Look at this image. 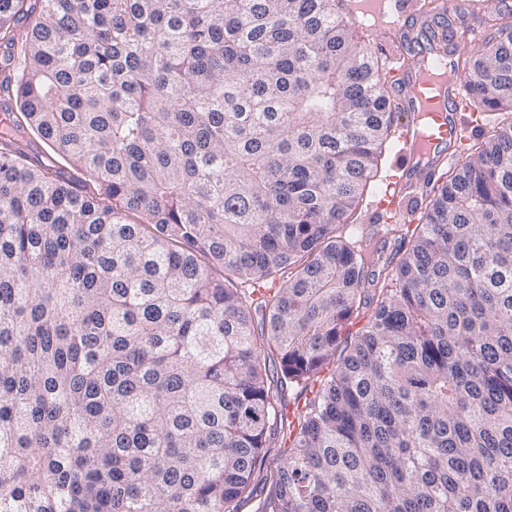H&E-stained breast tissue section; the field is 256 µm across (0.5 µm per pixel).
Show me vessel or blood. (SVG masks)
Here are the masks:
<instances>
[{
  "mask_svg": "<svg viewBox=\"0 0 512 512\" xmlns=\"http://www.w3.org/2000/svg\"><path fill=\"white\" fill-rule=\"evenodd\" d=\"M350 14L365 28H402L411 16H423L421 0H348ZM393 93L406 113L402 125L399 174L380 203L382 214L411 219L409 189L427 182L441 168L457 164L458 152L451 147L461 110L462 79L449 75L446 59L431 45H422L413 55H400L398 68L389 73ZM430 120L428 132L417 128L420 117Z\"/></svg>",
  "mask_w": 512,
  "mask_h": 512,
  "instance_id": "vessel-or-blood-1",
  "label": "vessel or blood"
}]
</instances>
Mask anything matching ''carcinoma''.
<instances>
[{"mask_svg": "<svg viewBox=\"0 0 512 512\" xmlns=\"http://www.w3.org/2000/svg\"><path fill=\"white\" fill-rule=\"evenodd\" d=\"M342 4L0 0V512H512V12L457 58L509 120L369 274L397 110ZM380 189L381 188H379L376 193L370 192L368 195L364 196L361 212L359 213L360 231L363 232L364 240L366 241L364 245H366L365 248L368 253L367 257H369V274L372 270H376L378 272L382 268L383 264L385 262H389L392 257H394V261L388 270L396 267L397 262L402 257L403 251L405 250L404 248L399 251V243L390 236H385L384 229L386 224H380L377 220V215L374 212L373 200ZM288 438L286 430L283 432L280 428H272L267 434L266 441V462L261 470H257L253 476V485L256 487L257 494L264 493L269 484L270 472L279 464L281 451L287 448ZM268 478V479H266Z\"/></svg>", "mask_w": 512, "mask_h": 512, "instance_id": "obj_1", "label": "carcinoma"}]
</instances>
